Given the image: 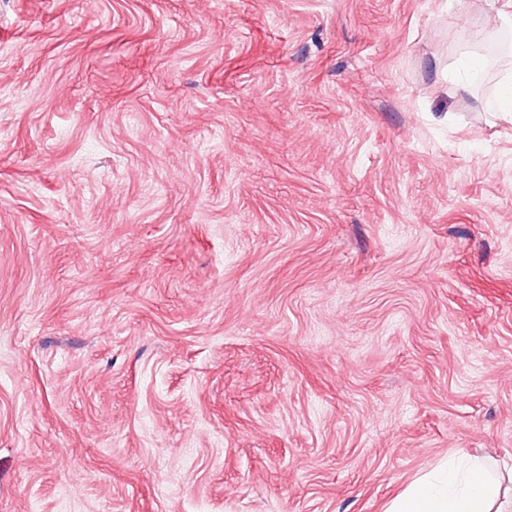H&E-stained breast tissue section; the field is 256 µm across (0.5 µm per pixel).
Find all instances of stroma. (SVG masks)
<instances>
[{"label":"stroma","instance_id":"35a3bbf8","mask_svg":"<svg viewBox=\"0 0 512 512\" xmlns=\"http://www.w3.org/2000/svg\"><path fill=\"white\" fill-rule=\"evenodd\" d=\"M503 2L0 0V512L512 465Z\"/></svg>","mask_w":512,"mask_h":512}]
</instances>
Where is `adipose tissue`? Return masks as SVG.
Returning <instances> with one entry per match:
<instances>
[{
  "instance_id": "ef3b65f1",
  "label": "adipose tissue",
  "mask_w": 512,
  "mask_h": 512,
  "mask_svg": "<svg viewBox=\"0 0 512 512\" xmlns=\"http://www.w3.org/2000/svg\"><path fill=\"white\" fill-rule=\"evenodd\" d=\"M500 491L483 459L451 456L413 481L387 512H504Z\"/></svg>"
}]
</instances>
